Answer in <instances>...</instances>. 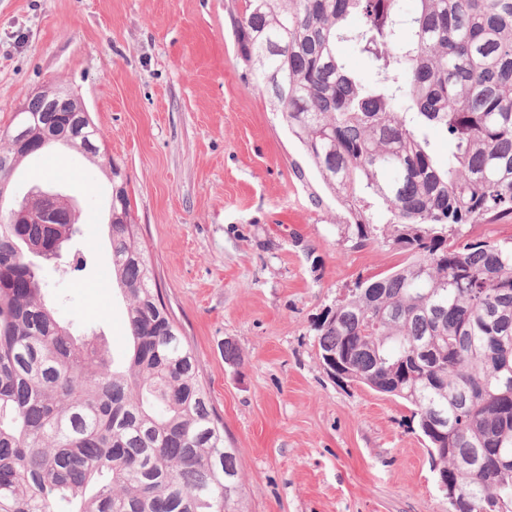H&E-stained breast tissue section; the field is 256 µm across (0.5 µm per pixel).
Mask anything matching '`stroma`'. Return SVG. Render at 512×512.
<instances>
[{"mask_svg":"<svg viewBox=\"0 0 512 512\" xmlns=\"http://www.w3.org/2000/svg\"><path fill=\"white\" fill-rule=\"evenodd\" d=\"M243 0H0V133L38 90L66 86L127 177L131 216L164 299L193 345L244 512H448L403 402L326 370L323 314L359 278L402 261L354 248L344 214L279 113L250 91L235 40ZM62 185L87 268L45 267V301L124 363L126 304L112 275V184L80 150L25 158L23 198ZM235 357L226 359L225 345Z\"/></svg>","mask_w":512,"mask_h":512,"instance_id":"stroma-1","label":"stroma"}]
</instances>
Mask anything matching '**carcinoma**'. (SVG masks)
Here are the masks:
<instances>
[{
	"label": "carcinoma",
	"mask_w": 512,
	"mask_h": 512,
	"mask_svg": "<svg viewBox=\"0 0 512 512\" xmlns=\"http://www.w3.org/2000/svg\"><path fill=\"white\" fill-rule=\"evenodd\" d=\"M243 3L251 88L344 212V238L403 255L322 316L321 358L410 406L437 476L460 488L450 512H512V240L462 233L512 215V0H416L410 14L398 0ZM77 103L29 102L46 136L35 154L65 139ZM19 163L0 136V180ZM108 168L125 369L44 302L36 258L80 227L0 224V512H242L236 449Z\"/></svg>",
	"instance_id": "carcinoma-1"
}]
</instances>
